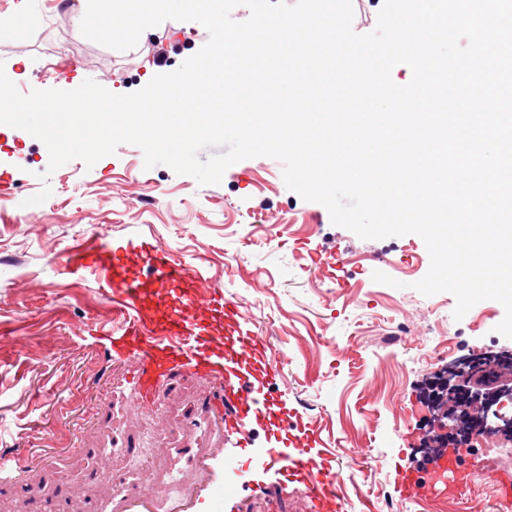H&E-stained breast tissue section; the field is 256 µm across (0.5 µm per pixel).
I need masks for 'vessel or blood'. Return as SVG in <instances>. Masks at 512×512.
<instances>
[{
	"mask_svg": "<svg viewBox=\"0 0 512 512\" xmlns=\"http://www.w3.org/2000/svg\"><path fill=\"white\" fill-rule=\"evenodd\" d=\"M58 262L68 274L93 278L121 321L107 351L137 362L130 414L153 409L155 377H165L174 395L195 368L223 381L221 394L199 396L176 427L186 440L180 453L192 463L182 495H170L163 482L129 483L103 464L97 479L121 485L122 492L85 500L81 512H241L244 492L290 483L306 486L309 512H343L333 457L302 416L270 390L281 372L280 353L249 327L241 304L205 278L194 258L157 242L115 245L101 235L91 246L60 254ZM258 433L264 439L257 447ZM34 457L31 448H0V466L20 474ZM458 458L452 450L427 472L398 470V490L411 498L455 497L469 478Z\"/></svg>",
	"mask_w": 512,
	"mask_h": 512,
	"instance_id": "b4317fda",
	"label": "vessel or blood"
}]
</instances>
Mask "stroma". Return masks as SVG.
<instances>
[{
	"label": "stroma",
	"instance_id": "stroma-1",
	"mask_svg": "<svg viewBox=\"0 0 512 512\" xmlns=\"http://www.w3.org/2000/svg\"><path fill=\"white\" fill-rule=\"evenodd\" d=\"M87 0H0V67L21 93L73 90L91 79L114 94L142 89L173 72L208 41L198 22L167 20L119 51L79 32ZM167 52L154 62V44ZM49 153L26 131L0 125V448L23 443L43 451L41 467L0 485V496L37 501L50 512L57 483L81 486L87 466L109 462L137 482L165 476L180 487L191 471L168 449L170 425L211 381L189 382L163 413L136 418L123 410L133 388L130 365L108 363L98 341L112 316L94 281L74 282L52 259L97 233L113 241L151 239L199 259L205 275L243 305L253 328L282 352L272 388L303 414L340 470L344 512H379L394 489L397 468H418L426 428L439 427L419 387L435 352L439 368L485 348L512 351L497 332L505 316L493 299L455 318V296L415 288L431 266L414 233L363 239L334 225L327 208L289 190L280 160L258 156L226 169L216 185L160 164L146 167L143 150L120 144L93 167L74 160L48 172ZM48 182H41L42 173ZM50 185L51 196L25 218L24 199ZM350 264L346 287L336 283V255ZM391 284L374 281V272ZM405 328L410 348L387 346ZM97 375L86 386L88 375ZM134 436L135 454L106 439ZM384 452V468L355 462L351 450ZM469 459L470 480L447 512H512L497 480L512 473L504 457L493 477Z\"/></svg>",
	"mask_w": 512,
	"mask_h": 512
}]
</instances>
